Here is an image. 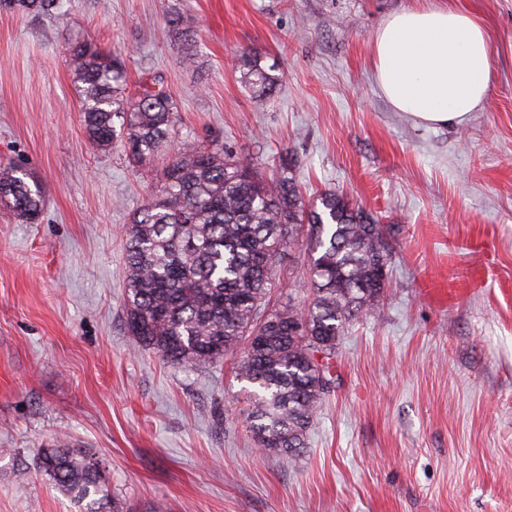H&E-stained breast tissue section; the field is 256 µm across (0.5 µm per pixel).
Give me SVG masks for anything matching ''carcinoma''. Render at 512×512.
<instances>
[{"mask_svg": "<svg viewBox=\"0 0 512 512\" xmlns=\"http://www.w3.org/2000/svg\"><path fill=\"white\" fill-rule=\"evenodd\" d=\"M22 10L54 12L59 0H12ZM191 16L168 20L167 32L189 38ZM82 84L87 138L100 150L123 143L129 160L150 170L166 155L160 186L133 213L126 232V326L165 363L190 371L220 362L245 344L237 375L247 391L246 423L261 448L293 458L324 398L331 392L332 359L349 322L377 307L389 285L391 248L382 226L344 194L327 191L319 204L303 200L288 168L273 179L214 147L184 140L174 150L171 96L144 90L125 96L122 62L87 41L68 44ZM242 81L272 95L280 77L249 54ZM28 174L0 165V203L33 223L42 190ZM303 238L309 303L291 296L270 304L273 267ZM36 470L82 512H99L105 485L98 464L71 448H44Z\"/></svg>", "mask_w": 512, "mask_h": 512, "instance_id": "obj_1", "label": "carcinoma"}]
</instances>
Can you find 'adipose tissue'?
<instances>
[{"mask_svg": "<svg viewBox=\"0 0 512 512\" xmlns=\"http://www.w3.org/2000/svg\"><path fill=\"white\" fill-rule=\"evenodd\" d=\"M376 83L395 111L418 123L458 126L490 87L488 35L470 14L446 7L387 16L373 36Z\"/></svg>", "mask_w": 512, "mask_h": 512, "instance_id": "adipose-tissue-1", "label": "adipose tissue"}]
</instances>
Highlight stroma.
Returning <instances> with one entry per match:
<instances>
[{
    "label": "stroma",
    "instance_id": "obj_1",
    "mask_svg": "<svg viewBox=\"0 0 512 512\" xmlns=\"http://www.w3.org/2000/svg\"><path fill=\"white\" fill-rule=\"evenodd\" d=\"M446 6L486 28V102L459 127L395 111L372 36L396 11ZM196 20L192 45L167 35ZM160 83L179 136H213L305 202L347 195L388 230L390 285L352 322L335 385L296 460L260 450L231 360L190 373L125 326V230L157 177L88 141L68 43ZM192 51L195 62L184 65ZM276 64L258 97L242 54ZM43 192L37 223L0 207V512H79L39 474L59 437L105 474L104 512H512V0H63L0 7V163ZM296 242L272 300L309 290Z\"/></svg>",
    "mask_w": 512,
    "mask_h": 512
}]
</instances>
